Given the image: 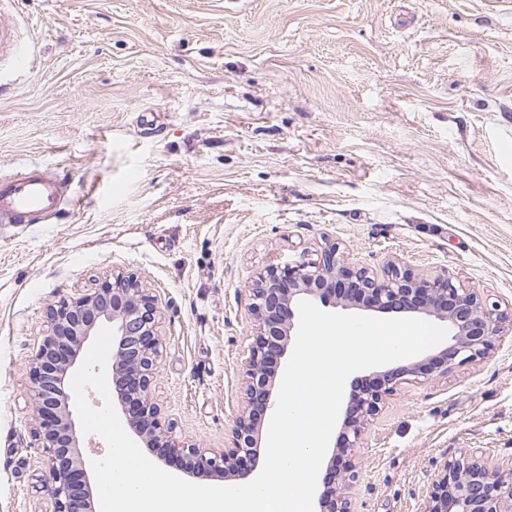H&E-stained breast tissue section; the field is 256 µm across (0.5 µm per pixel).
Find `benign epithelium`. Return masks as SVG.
I'll return each mask as SVG.
<instances>
[{
    "label": "benign epithelium",
    "instance_id": "1",
    "mask_svg": "<svg viewBox=\"0 0 512 512\" xmlns=\"http://www.w3.org/2000/svg\"><path fill=\"white\" fill-rule=\"evenodd\" d=\"M251 296L257 331L243 360L244 407L234 420L231 446L217 453L180 444L160 422L151 392L160 311L139 277L117 274L91 293L64 298L48 308L49 330L32 358L29 395L35 437L50 473L53 512H86L78 507L80 496H92L69 400L81 348L103 327L114 332L113 395L138 441L156 449L162 461L176 457L195 472L244 481L253 472L244 463L257 456L262 417L271 406L275 386V365L287 353L294 308L300 301L424 315L448 323L451 343L440 352L401 363L354 387L319 498L320 512H351L346 488L358 479L356 448L386 399L406 380L446 374L455 365L490 357L509 318L476 289L448 276L423 277L391 260L381 276L352 265L335 242L326 244L316 260L268 266L252 283ZM423 512H512V463L491 466L480 450L445 460Z\"/></svg>",
    "mask_w": 512,
    "mask_h": 512
}]
</instances>
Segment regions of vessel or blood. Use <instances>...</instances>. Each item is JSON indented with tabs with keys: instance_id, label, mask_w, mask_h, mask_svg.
Instances as JSON below:
<instances>
[{
	"instance_id": "b4317fda",
	"label": "vessel or blood",
	"mask_w": 512,
	"mask_h": 512,
	"mask_svg": "<svg viewBox=\"0 0 512 512\" xmlns=\"http://www.w3.org/2000/svg\"><path fill=\"white\" fill-rule=\"evenodd\" d=\"M2 54L11 56L17 69L26 70L27 59L16 48L15 22L0 10ZM74 203L69 183L56 173L33 168L0 175V224H45Z\"/></svg>"
}]
</instances>
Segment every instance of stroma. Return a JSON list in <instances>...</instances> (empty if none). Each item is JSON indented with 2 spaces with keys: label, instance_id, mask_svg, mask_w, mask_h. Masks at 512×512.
I'll return each instance as SVG.
<instances>
[{
  "label": "stroma",
  "instance_id": "1",
  "mask_svg": "<svg viewBox=\"0 0 512 512\" xmlns=\"http://www.w3.org/2000/svg\"><path fill=\"white\" fill-rule=\"evenodd\" d=\"M0 173L76 203L0 224V512H52L27 394L45 311L137 275L161 312L152 393L219 451L244 405L249 287L338 243L512 309V5L504 0H17ZM512 460V334L400 384L356 451L352 512H421L443 461Z\"/></svg>",
  "mask_w": 512,
  "mask_h": 512
}]
</instances>
